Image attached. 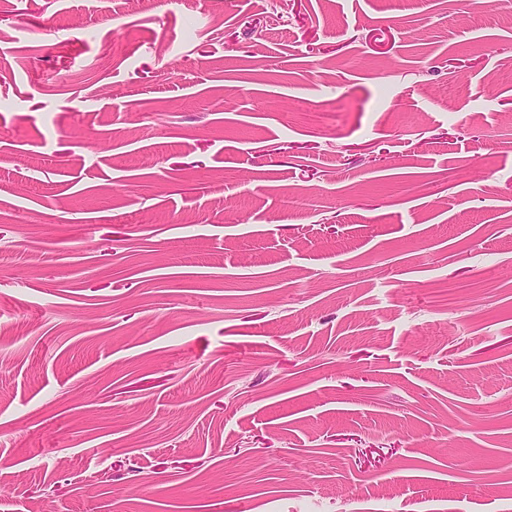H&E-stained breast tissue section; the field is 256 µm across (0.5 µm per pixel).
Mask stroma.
Listing matches in <instances>:
<instances>
[{"label":"stroma","mask_w":512,"mask_h":512,"mask_svg":"<svg viewBox=\"0 0 512 512\" xmlns=\"http://www.w3.org/2000/svg\"><path fill=\"white\" fill-rule=\"evenodd\" d=\"M512 512L496 0H0V512Z\"/></svg>","instance_id":"obj_1"}]
</instances>
